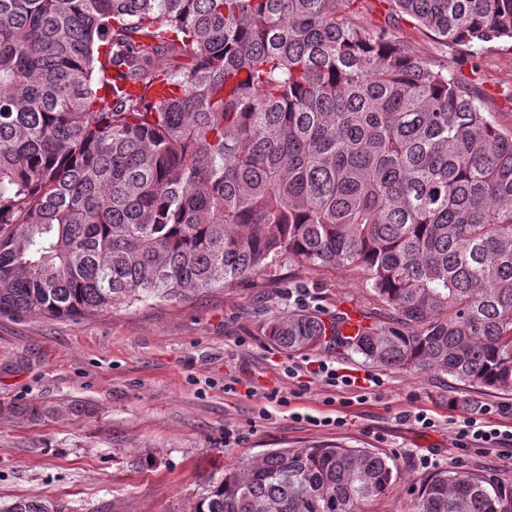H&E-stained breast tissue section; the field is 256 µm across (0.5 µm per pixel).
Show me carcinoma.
<instances>
[{
  "label": "carcinoma",
  "mask_w": 512,
  "mask_h": 512,
  "mask_svg": "<svg viewBox=\"0 0 512 512\" xmlns=\"http://www.w3.org/2000/svg\"><path fill=\"white\" fill-rule=\"evenodd\" d=\"M0 0V315L70 318L228 288L282 258L356 270L383 319L267 336L512 393V134L442 47L512 38V0ZM169 58L172 65L160 60ZM396 461L275 448L190 512H360ZM441 471L413 512H508ZM8 512H65L20 498ZM395 31L400 38L411 42L416 53L422 58L438 59L442 58V54L445 55L430 33L423 28L400 18L398 23H395Z\"/></svg>",
  "instance_id": "cac0c4a2"
}]
</instances>
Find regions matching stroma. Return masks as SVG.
Returning a JSON list of instances; mask_svg holds the SVG:
<instances>
[{
    "instance_id": "35a3bbf8",
    "label": "stroma",
    "mask_w": 512,
    "mask_h": 512,
    "mask_svg": "<svg viewBox=\"0 0 512 512\" xmlns=\"http://www.w3.org/2000/svg\"><path fill=\"white\" fill-rule=\"evenodd\" d=\"M397 35L426 59L447 58L470 77L503 132L512 134V40L478 55L443 51L430 33L399 20ZM303 309L323 319L378 311L355 271L288 258L260 277L185 300L138 302L71 319L0 315V512L17 499L62 502L69 512H189L206 481L270 448H367L397 462L392 490L366 512H410L431 472L462 470L512 490V470L491 456L455 463L448 428L468 399L511 405L512 396L477 391L452 378L378 369L327 344L288 352L265 334L270 319ZM325 360L383 384L363 404L288 363ZM277 400H270V393ZM38 407L35 420L14 408ZM426 410L424 428L404 411ZM342 417L312 425L310 417ZM154 461L143 465L145 449Z\"/></svg>"
}]
</instances>
